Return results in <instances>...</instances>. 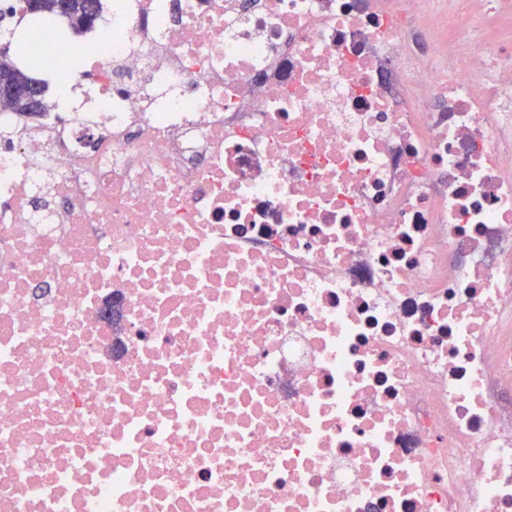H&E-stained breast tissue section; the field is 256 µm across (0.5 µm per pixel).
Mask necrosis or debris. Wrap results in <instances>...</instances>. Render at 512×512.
I'll list each match as a JSON object with an SVG mask.
<instances>
[{"label": "necrosis or debris", "mask_w": 512, "mask_h": 512, "mask_svg": "<svg viewBox=\"0 0 512 512\" xmlns=\"http://www.w3.org/2000/svg\"><path fill=\"white\" fill-rule=\"evenodd\" d=\"M0 110V512H512V0H105Z\"/></svg>", "instance_id": "1"}]
</instances>
